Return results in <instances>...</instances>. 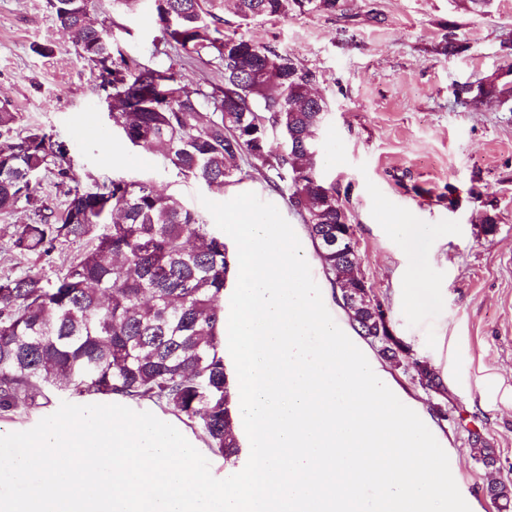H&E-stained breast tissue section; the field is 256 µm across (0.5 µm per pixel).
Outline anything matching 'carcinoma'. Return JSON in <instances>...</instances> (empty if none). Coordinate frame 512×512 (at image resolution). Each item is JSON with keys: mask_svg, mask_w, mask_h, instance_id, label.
<instances>
[{"mask_svg": "<svg viewBox=\"0 0 512 512\" xmlns=\"http://www.w3.org/2000/svg\"><path fill=\"white\" fill-rule=\"evenodd\" d=\"M163 39L189 59L224 65V87L189 91L174 65L151 67L112 59V34L91 20L93 0H51L56 22L73 31L85 59L100 67L120 127L134 146L162 154L184 176L223 192L224 186L263 172L305 224L331 286L340 292L353 330L390 364L407 363L409 347L385 335L373 320L375 293L357 287L358 259L338 256L326 241L347 209L320 170L318 132L329 112L311 93L316 74L291 55L215 25L229 8L247 21L316 11L352 17L350 0H154ZM504 65L455 90L462 106L512 98V40L502 42ZM17 113L0 106V212L36 191L33 178L51 172L71 179L67 148L42 130L19 141ZM284 150L268 154L270 134ZM248 169H243L241 161ZM90 240L51 281L36 273L0 279V416L49 403L48 393L121 396L150 401L175 413L199 433L212 454L235 463L241 443L232 419L231 375L224 363V287L230 256L224 238L176 197L151 183L114 180L96 192L70 188L57 216L20 225L12 249L50 256L56 245ZM412 378L446 397L427 362L413 360ZM499 512L512 507V485L486 487Z\"/></svg>", "mask_w": 512, "mask_h": 512, "instance_id": "obj_1", "label": "carcinoma"}]
</instances>
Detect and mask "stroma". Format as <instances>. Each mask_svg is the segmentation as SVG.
Returning <instances> with one entry per match:
<instances>
[{"label": "stroma", "mask_w": 512, "mask_h": 512, "mask_svg": "<svg viewBox=\"0 0 512 512\" xmlns=\"http://www.w3.org/2000/svg\"><path fill=\"white\" fill-rule=\"evenodd\" d=\"M352 13L349 21L306 12L246 23L227 11L220 28L290 53L316 73L314 89L330 105L320 134L322 169L348 210L362 273L388 307L396 335L432 365L448 395L423 389L400 367L393 379L426 412L445 406L439 427L457 451L461 484L481 512H497L487 483H512V109L465 108L453 91L501 64L500 45L512 39V0H493L485 16L459 0H352ZM93 17L126 58L174 65L191 91L223 86L219 61L178 60L151 20V0L132 10L119 0H94ZM447 37L463 52L437 53ZM35 44L49 47V55L32 52ZM1 102L17 112V134L37 127L66 145L81 190L115 179L147 181L212 224L202 201L222 194L124 138L98 67L56 23L49 0H0ZM65 201L49 176L30 201L0 213V277L53 279L83 250V243H67L36 258L11 248L17 225L59 212ZM488 210L497 221L489 234L481 223ZM388 213L410 217L406 234L393 232ZM416 263L429 290L410 310L400 291ZM476 445L494 450L495 467L473 458Z\"/></svg>", "instance_id": "stroma-1"}]
</instances>
